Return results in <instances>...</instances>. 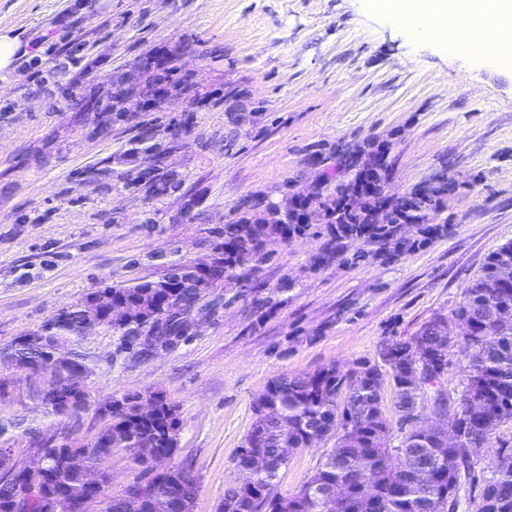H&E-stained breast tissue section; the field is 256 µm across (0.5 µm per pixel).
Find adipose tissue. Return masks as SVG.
<instances>
[{
  "instance_id": "obj_1",
  "label": "adipose tissue",
  "mask_w": 512,
  "mask_h": 512,
  "mask_svg": "<svg viewBox=\"0 0 512 512\" xmlns=\"http://www.w3.org/2000/svg\"><path fill=\"white\" fill-rule=\"evenodd\" d=\"M394 17L408 21L433 19L429 37L469 51L471 44L491 43L503 59L512 61V39L507 38L504 21H512V0H375Z\"/></svg>"
}]
</instances>
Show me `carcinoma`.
Segmentation results:
<instances>
[{
  "label": "carcinoma",
  "instance_id": "obj_1",
  "mask_svg": "<svg viewBox=\"0 0 512 512\" xmlns=\"http://www.w3.org/2000/svg\"><path fill=\"white\" fill-rule=\"evenodd\" d=\"M356 178L329 181L310 198L299 203L290 197L278 202L263 197L244 200L233 221L218 232L216 249L224 255V275H237L253 262H265L274 255L272 246L283 239L307 234L315 224L329 228V239L313 256L311 267L334 262L351 263L360 258L346 256L347 243L361 240L376 247L384 257L393 258L420 247L445 231L433 223V215L454 190L455 182L431 178L392 197L384 191L371 194L366 209L388 208L386 223L372 224L367 215L347 207L346 196ZM414 227L418 237L405 235ZM512 266V242L492 252L479 275L466 288L464 297L449 316L426 322L408 340L395 339L380 345L377 360L358 363L356 369L342 372L336 366L313 374L282 376L264 392L266 410L255 418L246 439L261 438L251 449L264 460L255 468L252 456L241 448L236 456L239 480L224 492L220 512H456L464 486L481 485L476 512H512V442L502 441L495 450L491 476H478L474 459L491 443L497 427L512 420V322L495 319L493 307L512 308V277L503 278L502 267ZM153 282L110 288L112 300L131 302L151 289ZM162 291L174 297L167 307L146 320L150 332L166 340H185L190 335L191 317L203 311L212 313L214 304H200L185 280L168 281ZM460 318L467 320L469 333L454 334ZM81 319L79 311H69L52 319L56 330L65 333ZM470 349L465 368L466 381L451 406L435 394H426L417 383V352L435 375H447L451 352L457 342ZM21 367L40 359L38 349L23 338L5 348ZM389 381L396 393L395 410L404 435L398 445L389 443L391 424L385 416L381 391ZM443 418L444 425L456 430L458 439L449 444L441 434L414 425L425 405ZM180 430L176 409L161 401L154 418L139 414L138 398L125 397L123 406L107 427L106 436L115 442L127 434L171 456L175 448L171 435ZM336 433V444L312 478L296 493L282 498L272 494L281 468L279 442L288 439L291 448H307L318 436ZM49 473L48 490L30 488L17 491L15 484L0 477V512H45L47 491L63 490L76 500L87 494L83 473L97 457V448H70L69 463L62 462L49 437L33 438ZM401 458L402 468L390 466L392 453ZM346 487L339 502L326 499L336 486ZM196 482L184 466L171 467L152 475L147 483L136 482L112 495L103 490L101 512H129L130 500H140L136 512H153V500L168 497L185 504L193 512Z\"/></svg>",
  "mask_w": 512,
  "mask_h": 512
}]
</instances>
